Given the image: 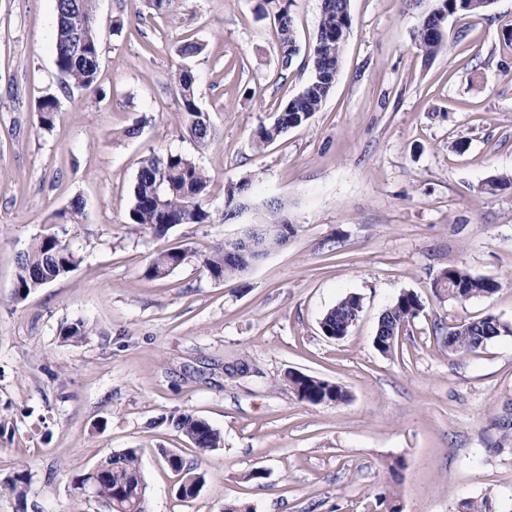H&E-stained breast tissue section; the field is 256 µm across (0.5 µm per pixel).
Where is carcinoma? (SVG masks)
I'll use <instances>...</instances> for the list:
<instances>
[{
  "instance_id": "cac0c4a2",
  "label": "carcinoma",
  "mask_w": 512,
  "mask_h": 512,
  "mask_svg": "<svg viewBox=\"0 0 512 512\" xmlns=\"http://www.w3.org/2000/svg\"><path fill=\"white\" fill-rule=\"evenodd\" d=\"M486 7L476 6L472 0H440V5L423 20L417 35L419 49L432 57L444 47L443 33L435 29V16L443 11L448 15H478ZM352 18L349 0H323L321 19L312 47V77L303 89L288 101L270 126H260L253 135L257 146L269 143L286 132L307 122L319 111L334 86L343 55L344 43L326 34L343 29L347 36ZM79 30L86 36L85 44L79 48L69 45L72 32ZM279 44L288 46V54L281 56L282 66L288 67L296 54L292 20L288 9L278 15ZM102 33L99 25L96 0H55L54 63L60 76L64 92L68 95L79 88L97 82L101 63ZM182 100V121L186 133L195 142L205 143L212 134L209 114L199 107L195 91L194 76L190 69L177 73ZM59 109V99L54 95L43 97L37 104L40 129L51 132L54 115ZM211 177L188 155L168 152L152 154L142 161L133 189L132 204L125 223L138 230H150L156 235L164 234L174 224H205L210 220L206 198ZM252 194V182L240 181L227 189L224 219L237 216L239 207ZM287 206L279 200L262 204V220L267 224H281L285 233L280 245L285 246L295 233V226L286 214ZM85 203L77 198L69 206L53 215L54 223L61 231L40 235L20 256L15 281L17 300L25 299L32 291L73 271L80 257L66 243V225L81 224ZM233 247L226 243L215 246L201 257V265L210 277L224 280L244 274L251 261L244 255L232 254ZM183 263L182 251L170 249L154 257L145 270L151 279H162ZM435 290H443L449 298L466 302L475 297L489 298L500 288V283L488 277H476L466 269L450 266L440 272L433 282ZM423 304L417 294L401 293L381 314L374 339L375 349L385 355L395 350L400 331L417 318ZM362 311L360 296L347 295L329 308L320 320V328L329 339H342L348 335L353 322ZM507 331L492 314L477 319H465L448 327L444 343L451 354L473 352ZM288 386L298 400L309 405L340 404L349 400L347 389L333 381L303 372L286 374ZM179 434L188 439L200 454L223 447V437L207 421L187 412L163 418ZM167 458L169 468L182 473L183 482L203 485L204 475L187 464L177 454ZM28 472L18 471L0 482V490L12 493L18 501L25 499V484ZM93 480L97 486L98 499L112 504L111 512H143L146 499V483L141 471L137 449L125 448L114 452L99 462V473L84 471L73 477V486ZM369 512H402L400 498L395 489L381 485L370 495Z\"/></svg>"
}]
</instances>
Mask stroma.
<instances>
[{
    "label": "stroma",
    "mask_w": 512,
    "mask_h": 512,
    "mask_svg": "<svg viewBox=\"0 0 512 512\" xmlns=\"http://www.w3.org/2000/svg\"><path fill=\"white\" fill-rule=\"evenodd\" d=\"M322 0H97L103 30L95 86L68 97L54 64V0H0V480L29 473L24 501L0 512H95L73 476L138 449L146 512H367L382 483L403 512H455L490 496L512 512V0L446 22V45L415 44L438 0H350L336 82L319 112L264 147L271 125L312 75ZM287 7L297 53L281 63L277 12ZM123 30L112 33L113 21ZM201 43L199 55L179 48ZM188 66L213 134L199 144L181 119L176 69ZM60 107L51 133L36 105ZM145 118L141 134L120 130ZM192 157L212 181L211 220L165 235L125 222L142 159ZM508 178L495 194L490 180ZM253 183L251 206L224 217L228 185ZM86 220L68 237L81 258L67 276L14 298L20 254L52 231L73 198ZM287 202L295 234L240 277L212 279L199 258L237 238L268 199ZM187 258L162 279L159 252ZM501 284L460 304L432 282L448 266ZM420 315L393 356L373 345L381 313L402 292ZM363 309L341 340L323 314L343 296ZM492 314L506 331L476 352L449 353L439 327ZM83 322V341L63 327ZM247 360L255 376H225ZM350 393L300 402L287 371ZM190 412L224 446L199 454L165 424ZM197 463L195 498L177 494L161 451ZM403 458L399 476L389 461ZM264 469L261 480L250 479Z\"/></svg>",
    "instance_id": "obj_1"
}]
</instances>
